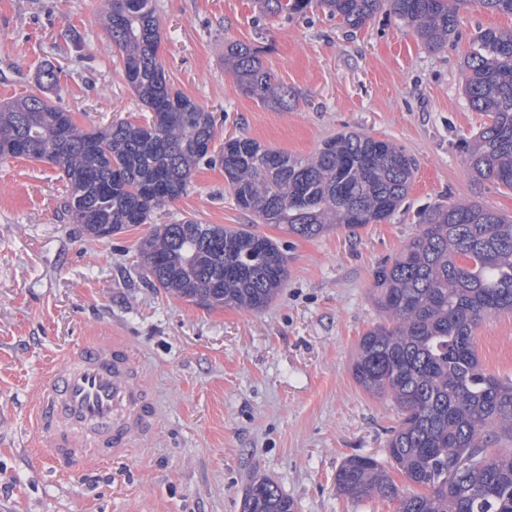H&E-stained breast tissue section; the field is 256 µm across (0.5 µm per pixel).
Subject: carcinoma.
Listing matches in <instances>:
<instances>
[{
  "label": "carcinoma",
  "instance_id": "1",
  "mask_svg": "<svg viewBox=\"0 0 512 512\" xmlns=\"http://www.w3.org/2000/svg\"><path fill=\"white\" fill-rule=\"evenodd\" d=\"M476 8L512 18V0H261L265 14L293 20L319 11L348 30L384 10L431 51L460 39ZM105 29L143 121L87 129L45 93L27 94L0 105V164L26 158L60 167L69 222L98 240L148 223L187 193L201 162L222 169L236 207L255 223L180 220L140 241L148 276L177 297L262 311L286 282L288 260L255 225L312 239L380 224L406 199L416 163L387 139L341 132L308 157L247 137L215 144L213 113L167 83L154 0H108ZM224 62L245 95L282 107L293 101L257 49L232 44ZM461 79L470 107L486 117L476 141L461 145L466 167L474 180L512 192V28L477 29ZM37 83L55 88L60 73L45 67ZM373 288L384 322L360 336L351 371L404 418L386 460L350 456L336 489L395 502L397 512H512V451L499 450L512 443V383L482 368L474 342L485 318L512 315V220L473 202L428 207L399 256L374 269ZM242 512H295V503L254 476Z\"/></svg>",
  "mask_w": 512,
  "mask_h": 512
}]
</instances>
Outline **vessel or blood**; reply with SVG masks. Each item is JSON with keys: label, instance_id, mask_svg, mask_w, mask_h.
<instances>
[{"label": "vessel or blood", "instance_id": "1", "mask_svg": "<svg viewBox=\"0 0 512 512\" xmlns=\"http://www.w3.org/2000/svg\"><path fill=\"white\" fill-rule=\"evenodd\" d=\"M35 418L53 459L73 463L125 456L131 436L155 420L132 357L118 344L77 350L69 370L44 384Z\"/></svg>", "mask_w": 512, "mask_h": 512}]
</instances>
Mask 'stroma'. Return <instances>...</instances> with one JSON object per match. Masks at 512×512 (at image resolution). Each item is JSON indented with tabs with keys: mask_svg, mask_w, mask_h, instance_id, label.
<instances>
[{
	"mask_svg": "<svg viewBox=\"0 0 512 512\" xmlns=\"http://www.w3.org/2000/svg\"><path fill=\"white\" fill-rule=\"evenodd\" d=\"M158 57L171 87L216 119V138L248 137L304 156L342 131L388 139L418 162L400 211L383 224L305 240L260 225L288 255V281L264 311L209 308L151 283L138 242L151 224L192 219L250 223L223 171L200 167L184 196L151 224L98 240L64 213L60 170L0 164V512H241L252 475L271 478L296 512H396L395 504L336 489L354 454L383 457L400 415L351 373L362 334L379 320L372 272L416 232L426 206L475 201L512 216V193L474 182L458 149L485 117L460 85L476 27L512 19L476 11L462 41L432 53L386 14L349 34L311 15H263L257 0H155ZM106 0H0V101L37 92L54 66L52 96L88 128L136 121L101 16ZM233 42L258 47L263 66L293 90L291 108L245 95L224 73ZM117 339L150 387L152 430L120 463L61 469L35 424L38 388L86 342ZM488 373L512 379V316L476 331Z\"/></svg>",
	"mask_w": 512,
	"mask_h": 512,
	"instance_id": "obj_1",
	"label": "stroma"
}]
</instances>
